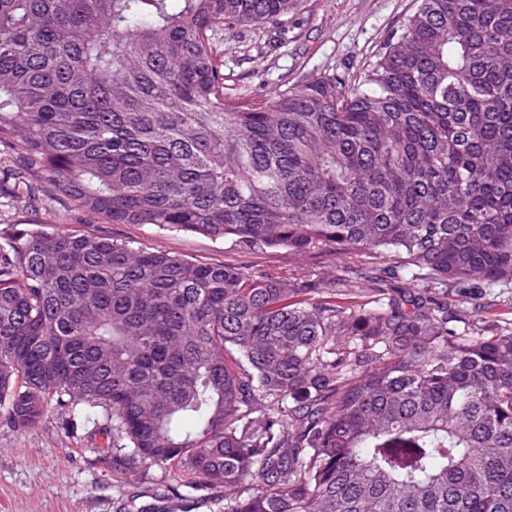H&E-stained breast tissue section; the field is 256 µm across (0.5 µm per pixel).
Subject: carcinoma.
I'll return each instance as SVG.
<instances>
[{
	"instance_id": "carcinoma-1",
	"label": "carcinoma",
	"mask_w": 512,
	"mask_h": 512,
	"mask_svg": "<svg viewBox=\"0 0 512 512\" xmlns=\"http://www.w3.org/2000/svg\"><path fill=\"white\" fill-rule=\"evenodd\" d=\"M300 0H0V140L105 224L342 259L293 284L16 230L0 407L101 416L224 512H512V0H419L357 76L251 97L216 36ZM16 175L5 194L31 197ZM487 307L480 313L485 320L507 319L512 322V289L504 290L486 301Z\"/></svg>"
}]
</instances>
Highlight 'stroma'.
<instances>
[{
    "label": "stroma",
    "instance_id": "obj_1",
    "mask_svg": "<svg viewBox=\"0 0 512 512\" xmlns=\"http://www.w3.org/2000/svg\"><path fill=\"white\" fill-rule=\"evenodd\" d=\"M416 9L415 0H304L278 36L238 26L220 34L224 75L240 93L301 85L318 74H358L365 62ZM68 228L105 234L135 249L161 250L200 263H230L295 283L336 274L335 256L300 257L280 248L244 249L230 241L150 224H101L59 193L0 204V251L13 228ZM67 411L50 408L34 428L18 431L0 415V512H185L186 499L206 495L201 512H224V492L187 487L178 471L151 466L114 473L99 461L103 437L93 423L70 429Z\"/></svg>",
    "mask_w": 512,
    "mask_h": 512
}]
</instances>
